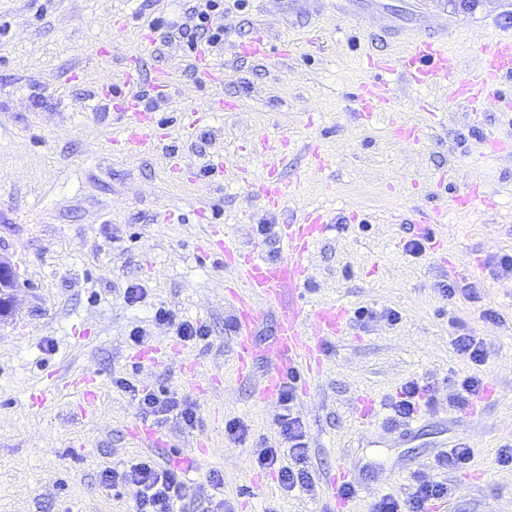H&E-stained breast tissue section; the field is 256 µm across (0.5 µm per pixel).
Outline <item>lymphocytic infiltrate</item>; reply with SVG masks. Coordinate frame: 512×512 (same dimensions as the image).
<instances>
[{
  "mask_svg": "<svg viewBox=\"0 0 512 512\" xmlns=\"http://www.w3.org/2000/svg\"><path fill=\"white\" fill-rule=\"evenodd\" d=\"M224 7V0H204L193 9L196 23L186 31L190 48L199 44L217 45L222 37L221 27L214 21ZM452 344L458 356L474 365V373L455 379L452 401L465 409L481 398L486 386L485 379L476 371L487 359V347L483 340L461 333ZM296 373H289L278 396L279 411L274 418L278 438L273 445L263 448L256 464L259 469L275 473L282 492L309 487L312 474L309 469L310 448L301 417L295 410L297 399ZM114 384L129 394L140 413L155 422L176 419L184 427H195L198 413L195 404L164 389H152L133 383L127 378H116ZM99 482L107 489L124 488L133 501L132 512H186L188 498L185 474L177 467L156 464L142 459L123 468L107 467L100 471ZM447 484L417 480L403 498L386 494L376 500L370 512H428L432 502L446 498Z\"/></svg>",
  "mask_w": 512,
  "mask_h": 512,
  "instance_id": "obj_1",
  "label": "lymphocytic infiltrate"
}]
</instances>
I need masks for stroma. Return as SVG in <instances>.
Wrapping results in <instances>:
<instances>
[{"label": "stroma", "mask_w": 512, "mask_h": 512, "mask_svg": "<svg viewBox=\"0 0 512 512\" xmlns=\"http://www.w3.org/2000/svg\"><path fill=\"white\" fill-rule=\"evenodd\" d=\"M195 3L0 0V255L19 275L15 307L0 318V512H129V496L102 488L100 470L145 456L163 463L200 439L209 452L193 462L190 493L206 497L211 472H219L234 512H340L325 492L327 473L340 465L358 477L341 512H369L380 493L404 496L417 479L448 484L450 512H512V468L497 462L500 446L512 441V276L496 265L512 252V153L486 155L482 139L489 129L512 142V114L491 108L477 116L453 98L478 69L482 42L506 33L512 0H483L472 12L449 0H224V41L208 51L224 68L219 88L196 73L195 53L178 31ZM156 18L175 28L144 58L145 69L173 72L177 98L155 108L168 138L146 153L117 154L116 113L91 91L119 83L140 28ZM257 28L274 43L314 28L326 39L315 52L260 64L235 53ZM425 33L457 56L458 70L426 88L393 80L394 111L362 122L356 94L373 78L364 57L400 53ZM106 41L116 47L109 57L97 53ZM71 72L77 80H68ZM219 95L239 108L185 135L181 100L206 107ZM423 100L436 116L419 111ZM395 122L423 126L420 142L396 137ZM260 136L273 145L284 136L296 142L282 169L294 193L281 213L265 212L253 195L268 163L248 150ZM316 145L331 156L329 169L311 164ZM217 154L247 168L251 184L231 172L211 176ZM173 155L184 162L177 175L168 171ZM476 181L485 203L456 208L454 197ZM311 206L335 208L336 222L313 252L312 280L298 298L312 307L338 302L349 315L342 335L324 339V371L298 397L313 485L287 495L255 464L275 437L278 407L257 405L250 384L234 373L225 285L237 273L222 258L201 257L197 244L220 224L231 240L258 243L263 257L277 260L286 254L282 237L264 238L261 226H282ZM436 208L446 211V223L420 225V213ZM244 211L253 218L242 224ZM423 231L441 249L407 254L405 242ZM452 278L480 282V300H443L438 290ZM131 283L145 290L134 305L124 299ZM161 306L205 324L209 339L178 342L153 321ZM361 308L376 318H356ZM488 308L497 320L484 317ZM387 309L399 312L398 323L381 319ZM136 326L155 363L134 359L129 332ZM458 327L487 343L479 372L488 385L473 416L446 428L442 417L456 415L448 379L471 370L451 346ZM174 343L198 364L202 390L179 385L169 359ZM87 371L96 374L100 405L83 414L56 388ZM118 376L189 396L199 408L196 427L171 419L161 426L169 447L133 445L125 428L140 414L114 387ZM423 378L437 385L429 422L417 441L393 447L388 402L406 381ZM38 391L48 399L35 410L29 396ZM363 395L376 405L365 442L354 412ZM232 418L247 424L246 442L225 435ZM443 443L472 448L466 470L436 467Z\"/></svg>", "instance_id": "obj_1"}]
</instances>
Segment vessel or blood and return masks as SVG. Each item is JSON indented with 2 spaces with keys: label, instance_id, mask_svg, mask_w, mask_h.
<instances>
[{
  "label": "vessel or blood",
  "instance_id": "vessel-or-blood-1",
  "mask_svg": "<svg viewBox=\"0 0 512 512\" xmlns=\"http://www.w3.org/2000/svg\"><path fill=\"white\" fill-rule=\"evenodd\" d=\"M296 49V42L286 38L279 44H271L266 33L257 30L239 42L237 54L265 63L275 58L288 59ZM481 55V66L456 88V99L474 114L491 106L512 112V100L496 92L498 83L512 76V34L485 40ZM365 64L374 78L359 87L357 98L363 118L369 120L374 113L389 111L391 107L390 77L399 74L423 87L453 73L458 59L439 49L432 37L421 35L411 41L402 55H370ZM194 68L204 81L223 85V70L207 53L195 56ZM121 81L125 87L124 105L118 114L120 126L112 144L123 152L154 149L168 134L144 108L142 95L147 92L167 100L173 89L172 73L161 66L147 76L140 66L128 64ZM237 107V102L221 96L206 109L184 105L180 114L182 127L192 132L209 126L217 114ZM292 146L291 139H283L282 149L269 164L266 178L255 188L267 209L283 208L292 193L291 183L282 179L280 173ZM335 222V212L327 208L314 206L303 210L283 226L287 256L278 261L263 258L257 245L230 244L217 228L199 246L200 251L222 255L225 267L243 270L240 279L227 284L236 332L234 366L238 380L253 381L257 401L274 402L289 371L302 369L309 375H319L324 369V339L339 335L344 329L347 319L344 306L327 303L310 308L294 299L300 286L309 279L308 258L313 247L325 238ZM70 385L80 392L84 408L97 405L94 374L75 377ZM127 434L137 445L146 448H164L169 444L164 433L143 421L131 424Z\"/></svg>",
  "mask_w": 512,
  "mask_h": 512
}]
</instances>
